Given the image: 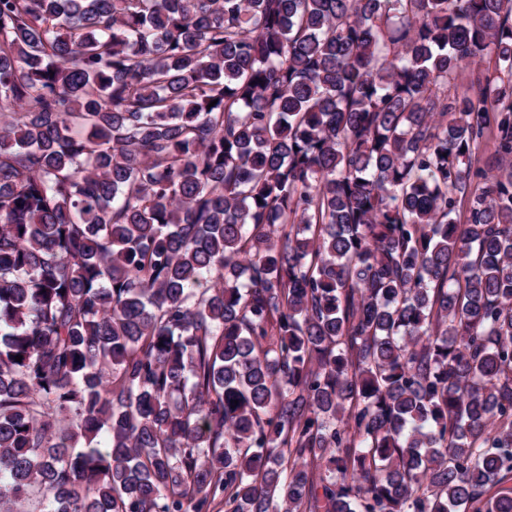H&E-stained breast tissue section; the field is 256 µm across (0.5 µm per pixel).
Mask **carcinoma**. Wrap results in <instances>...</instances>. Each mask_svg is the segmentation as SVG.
<instances>
[{"instance_id": "carcinoma-1", "label": "carcinoma", "mask_w": 512, "mask_h": 512, "mask_svg": "<svg viewBox=\"0 0 512 512\" xmlns=\"http://www.w3.org/2000/svg\"><path fill=\"white\" fill-rule=\"evenodd\" d=\"M3 477L512 512V0H0Z\"/></svg>"}]
</instances>
